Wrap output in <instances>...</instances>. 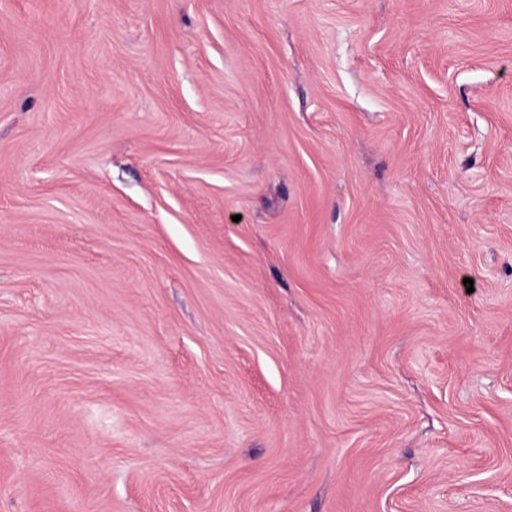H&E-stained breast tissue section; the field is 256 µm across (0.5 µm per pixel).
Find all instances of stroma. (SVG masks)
Here are the masks:
<instances>
[{
  "mask_svg": "<svg viewBox=\"0 0 512 512\" xmlns=\"http://www.w3.org/2000/svg\"><path fill=\"white\" fill-rule=\"evenodd\" d=\"M0 512H512V0H0Z\"/></svg>",
  "mask_w": 512,
  "mask_h": 512,
  "instance_id": "1",
  "label": "stroma"
}]
</instances>
